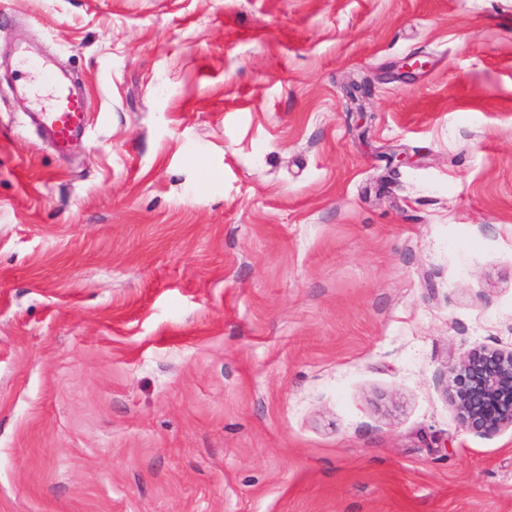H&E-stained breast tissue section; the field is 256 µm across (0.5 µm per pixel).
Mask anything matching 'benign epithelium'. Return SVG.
<instances>
[{"instance_id": "1", "label": "benign epithelium", "mask_w": 512, "mask_h": 512, "mask_svg": "<svg viewBox=\"0 0 512 512\" xmlns=\"http://www.w3.org/2000/svg\"><path fill=\"white\" fill-rule=\"evenodd\" d=\"M452 374L447 395L462 425L482 433L512 426V350L476 349Z\"/></svg>"}]
</instances>
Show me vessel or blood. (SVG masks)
Wrapping results in <instances>:
<instances>
[{
    "label": "vessel or blood",
    "instance_id": "obj_1",
    "mask_svg": "<svg viewBox=\"0 0 512 512\" xmlns=\"http://www.w3.org/2000/svg\"><path fill=\"white\" fill-rule=\"evenodd\" d=\"M28 65L51 89L52 104L41 110L40 116L57 149L66 151L73 137L84 127V93L58 80L42 61L32 59Z\"/></svg>",
    "mask_w": 512,
    "mask_h": 512
}]
</instances>
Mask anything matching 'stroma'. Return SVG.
<instances>
[{
  "label": "stroma",
  "instance_id": "35a3bbf8",
  "mask_svg": "<svg viewBox=\"0 0 512 512\" xmlns=\"http://www.w3.org/2000/svg\"><path fill=\"white\" fill-rule=\"evenodd\" d=\"M24 53L83 84L67 154ZM479 347L512 0H0V512H512ZM452 374L446 391L462 425L482 433L512 426V350L476 349Z\"/></svg>",
  "mask_w": 512,
  "mask_h": 512
}]
</instances>
